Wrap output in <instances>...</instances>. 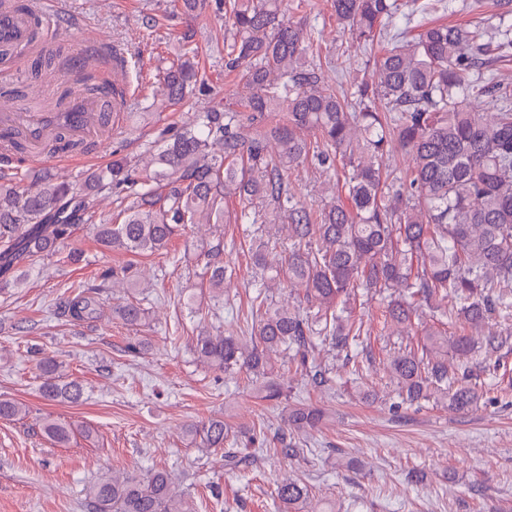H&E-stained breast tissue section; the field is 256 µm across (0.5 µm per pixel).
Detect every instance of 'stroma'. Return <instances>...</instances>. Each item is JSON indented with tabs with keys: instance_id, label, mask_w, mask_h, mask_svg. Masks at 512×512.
Returning a JSON list of instances; mask_svg holds the SVG:
<instances>
[{
	"instance_id": "obj_1",
	"label": "stroma",
	"mask_w": 512,
	"mask_h": 512,
	"mask_svg": "<svg viewBox=\"0 0 512 512\" xmlns=\"http://www.w3.org/2000/svg\"><path fill=\"white\" fill-rule=\"evenodd\" d=\"M450 2L449 9L430 12V20L478 26L486 40H495L500 0ZM73 8L103 38L126 47L125 78L142 97L157 91V74L180 45L196 51L205 85L147 126L119 113V129L99 136L70 168L46 158L43 171L59 179L81 183L116 159L137 164L195 113L218 101L237 110L250 95L224 65L221 10L190 17L177 0H74ZM281 9L314 29L329 84L374 80L378 46L352 43L330 0H282ZM283 179L295 201L314 210L334 195L310 165L284 171ZM264 219L256 206L247 224L186 228L164 256L102 252L93 225L82 224L56 256L27 268L23 286L0 293V398L29 409L24 419L0 420V512H87L82 489L99 472L148 467L174 471L197 512H275V485L289 476L309 486L308 512H512V346L490 357L479 349L464 361L483 390L477 407L466 413L440 394L401 402L389 356L416 349L419 338L387 323L386 301L373 292L353 313L360 327L356 358L344 359L326 346L316 350L334 367L326 387H315L292 359L274 353L270 363L288 398L268 401L258 397L247 373L222 374L195 359L192 340L201 330L215 325L240 336L251 333L260 270L250 244L260 238ZM219 238L227 276L217 304L200 285L199 254ZM75 249L83 253L77 263L68 259ZM110 266L136 273L139 286L132 294L148 312L146 325L134 329L115 316L80 326L58 319L59 299L76 286L97 283ZM137 340L144 343L142 353H129L128 344ZM43 354L83 383L80 402L42 397L37 362ZM299 401L322 411L318 428L287 430L286 407ZM213 415L223 417L231 436L221 450L196 448L183 427ZM48 416L75 429L68 445L43 434ZM283 432L296 457L277 453ZM228 456L238 458L239 467L226 469ZM413 471L420 472L419 482L409 481ZM214 484L223 490L218 502L210 492Z\"/></svg>"
}]
</instances>
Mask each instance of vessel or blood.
<instances>
[{
  "label": "vessel or blood",
  "mask_w": 512,
  "mask_h": 512,
  "mask_svg": "<svg viewBox=\"0 0 512 512\" xmlns=\"http://www.w3.org/2000/svg\"><path fill=\"white\" fill-rule=\"evenodd\" d=\"M61 0H0V73L10 74L32 67L38 60L44 43L65 37L71 47L72 67L89 69L100 51H107L115 65L127 62L123 48L102 45L99 35L82 22L60 23ZM42 94L51 99L65 98L66 104L56 112L26 108L23 98H11L0 107V146L10 137H28L33 150L29 162L39 166L42 155L38 146L42 138L60 137L66 140L90 138L101 130L106 120V104L123 111L136 90L120 80H107L98 88L83 93H66L64 81L44 82Z\"/></svg>",
  "instance_id": "obj_1"
}]
</instances>
